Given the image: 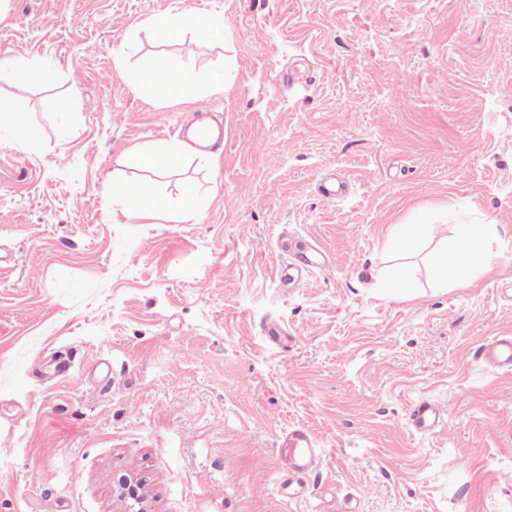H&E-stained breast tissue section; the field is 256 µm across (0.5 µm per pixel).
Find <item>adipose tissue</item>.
<instances>
[{"mask_svg":"<svg viewBox=\"0 0 512 512\" xmlns=\"http://www.w3.org/2000/svg\"><path fill=\"white\" fill-rule=\"evenodd\" d=\"M153 28L158 37L163 39H175L188 31L199 40L210 41L220 35L222 24L199 17L189 20L180 14L154 22ZM138 82L160 100L189 89L199 98L209 92L208 87L192 85L186 73L174 71L170 65L161 61L141 73ZM498 231L499 227L495 224L458 225L456 244L446 253L440 265L441 272L461 284L468 280L472 272L486 269L490 264L486 244Z\"/></svg>","mask_w":512,"mask_h":512,"instance_id":"ef3b65f1","label":"adipose tissue"}]
</instances>
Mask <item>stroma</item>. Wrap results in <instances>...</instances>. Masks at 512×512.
Here are the masks:
<instances>
[{
  "instance_id": "stroma-1",
  "label": "stroma",
  "mask_w": 512,
  "mask_h": 512,
  "mask_svg": "<svg viewBox=\"0 0 512 512\" xmlns=\"http://www.w3.org/2000/svg\"><path fill=\"white\" fill-rule=\"evenodd\" d=\"M187 11L223 36L143 26ZM508 51L512 0H0V55L24 62L0 94L37 131H0V512H512V371L475 357L512 335ZM159 56L215 93L148 99L132 76ZM198 110L223 144L136 165ZM105 172L158 211L128 215ZM189 185L196 216L169 220ZM402 224L443 234L408 255ZM460 224L500 231L444 286ZM419 397L444 432L410 428ZM297 426L321 455L281 495Z\"/></svg>"
}]
</instances>
